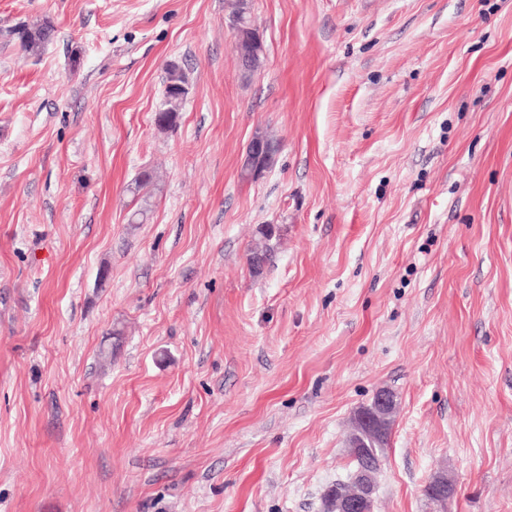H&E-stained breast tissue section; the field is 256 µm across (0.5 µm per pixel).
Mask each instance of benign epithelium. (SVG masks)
Segmentation results:
<instances>
[{"mask_svg": "<svg viewBox=\"0 0 512 512\" xmlns=\"http://www.w3.org/2000/svg\"><path fill=\"white\" fill-rule=\"evenodd\" d=\"M249 14L251 0H235L228 23L235 32L233 50L239 63L245 70L253 71L261 65L265 47L260 35H254L240 26L241 18ZM278 152L279 146L266 135L257 132L247 146L242 168L261 175L274 167ZM395 411L394 394L387 389H380L375 393L371 407L356 417V427L362 430L363 436L351 448L354 449V457L358 460L359 467L348 490L336 492L330 489L326 492L323 500L325 512H373L375 475L381 468L382 459L368 454L366 449L381 443L383 422ZM426 488L427 496L437 505L446 504L454 493V485L443 473L429 481Z\"/></svg>", "mask_w": 512, "mask_h": 512, "instance_id": "7a95c632", "label": "benign epithelium"}]
</instances>
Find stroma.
I'll return each instance as SVG.
<instances>
[{
  "mask_svg": "<svg viewBox=\"0 0 512 512\" xmlns=\"http://www.w3.org/2000/svg\"><path fill=\"white\" fill-rule=\"evenodd\" d=\"M228 12L0 0L57 27L0 46V512H323L381 389L374 512H512V0H253L249 75ZM20 26L21 33L8 41L17 43L26 55H38L54 39L55 27L49 18L40 19L32 24L22 23ZM278 152V145H275L266 135L256 132L247 146L241 169L253 170L261 176L274 167ZM271 226V224H267L264 228L260 229L261 231H259V233L261 234V238L255 242L254 246L250 250L249 261L256 272L261 270V267L270 259L272 255V247L268 243L274 234ZM253 261L259 263L254 265ZM427 496L431 502L436 505H444L448 502V498L454 493V485L448 480L446 474L436 475L426 484Z\"/></svg>",
  "mask_w": 512,
  "mask_h": 512,
  "instance_id": "35a3bbf8",
  "label": "stroma"
}]
</instances>
